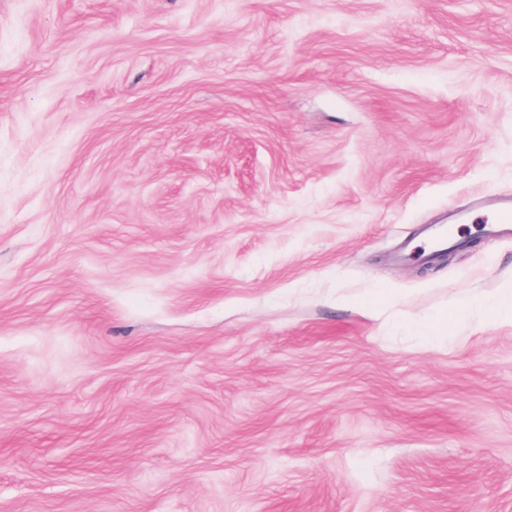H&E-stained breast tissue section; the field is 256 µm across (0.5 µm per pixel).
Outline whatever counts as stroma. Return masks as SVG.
<instances>
[{"label": "stroma", "mask_w": 512, "mask_h": 512, "mask_svg": "<svg viewBox=\"0 0 512 512\" xmlns=\"http://www.w3.org/2000/svg\"><path fill=\"white\" fill-rule=\"evenodd\" d=\"M507 192L512 0H0V512H512ZM484 229L494 237H507L512 234V194L496 198L488 211ZM471 215L466 214H455L449 220L448 224H440L437 226L429 235L427 241V248L422 251V256L429 259L433 253L439 250L447 249L448 246L454 245L460 242L458 236L459 223H469Z\"/></svg>", "instance_id": "1"}]
</instances>
